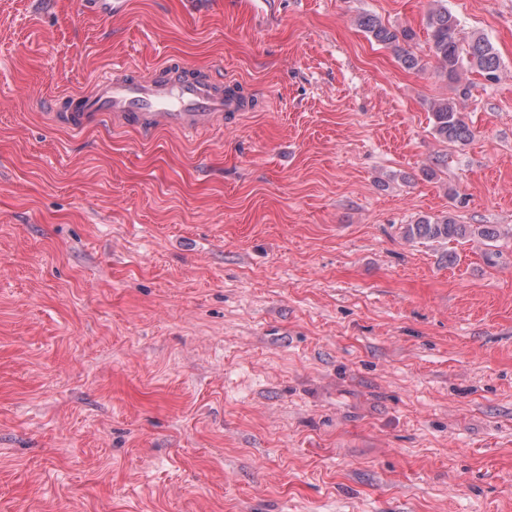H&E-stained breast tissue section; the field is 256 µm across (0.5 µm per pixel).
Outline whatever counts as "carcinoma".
<instances>
[{
  "label": "carcinoma",
  "mask_w": 512,
  "mask_h": 512,
  "mask_svg": "<svg viewBox=\"0 0 512 512\" xmlns=\"http://www.w3.org/2000/svg\"><path fill=\"white\" fill-rule=\"evenodd\" d=\"M357 23L376 42L397 52L405 68L424 67L422 58L406 48L414 39L411 29L390 27L370 13L360 15ZM427 28L429 50L439 64L438 75L455 85L459 95L468 94L469 87L461 85V81L464 72L470 67L477 68L488 80L497 78L500 62L491 44L481 36L471 39L466 45L462 44L460 23L448 7L438 3L431 8L427 16ZM430 123L435 136L444 142L465 145L474 138L473 130L453 100L446 99L433 104L430 108ZM405 234L410 238L437 243L466 240L475 236L495 242L500 236L499 230L493 225L475 227L459 224L451 215L441 219L421 217L407 225Z\"/></svg>",
  "instance_id": "carcinoma-1"
}]
</instances>
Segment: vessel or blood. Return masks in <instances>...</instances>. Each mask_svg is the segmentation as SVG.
Returning <instances> with one entry per match:
<instances>
[{
	"label": "vessel or blood",
	"mask_w": 512,
	"mask_h": 512,
	"mask_svg": "<svg viewBox=\"0 0 512 512\" xmlns=\"http://www.w3.org/2000/svg\"><path fill=\"white\" fill-rule=\"evenodd\" d=\"M251 102L239 86L201 71H183L176 58L151 72L125 65L99 77L88 89L60 99L55 109L73 131L90 116H111L114 122L150 133L165 126L192 136L227 112H246Z\"/></svg>",
	"instance_id": "b4317fda"
}]
</instances>
